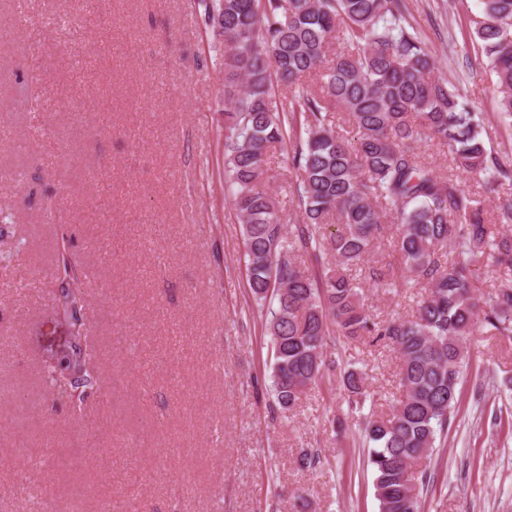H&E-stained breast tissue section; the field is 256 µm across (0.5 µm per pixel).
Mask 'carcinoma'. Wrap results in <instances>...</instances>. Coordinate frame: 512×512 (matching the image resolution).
<instances>
[{"instance_id": "1", "label": "carcinoma", "mask_w": 512, "mask_h": 512, "mask_svg": "<svg viewBox=\"0 0 512 512\" xmlns=\"http://www.w3.org/2000/svg\"><path fill=\"white\" fill-rule=\"evenodd\" d=\"M219 44L224 73V188L243 224L248 286L264 311L274 356L273 390L289 411L306 390L339 374L356 408L369 393L362 372L338 370L328 339L383 340L397 351L400 395L388 419L366 421L367 463L380 512H421L427 473L415 470L448 433L467 366V341L483 322L512 335V286L482 291L472 266L489 254L495 273L512 276V162L492 154L482 126L458 90L434 75L426 43L399 0H200ZM474 41L489 62L499 111L512 118V0H483ZM320 84L311 89L307 80ZM293 89L284 102L280 87ZM346 113L350 139L333 125ZM433 136L453 165L483 193L435 172L418 148ZM278 150L295 172L288 194L305 223L285 225L269 188L267 157ZM495 196L485 217L482 194ZM336 226L333 232L327 231ZM394 235L405 274L386 277L368 264ZM451 246L440 260L439 249ZM56 314L73 341L43 367L59 389L52 406L81 405L98 390L87 343L84 271L70 240L56 244ZM383 288H425L409 318L374 321L361 278Z\"/></svg>"}]
</instances>
